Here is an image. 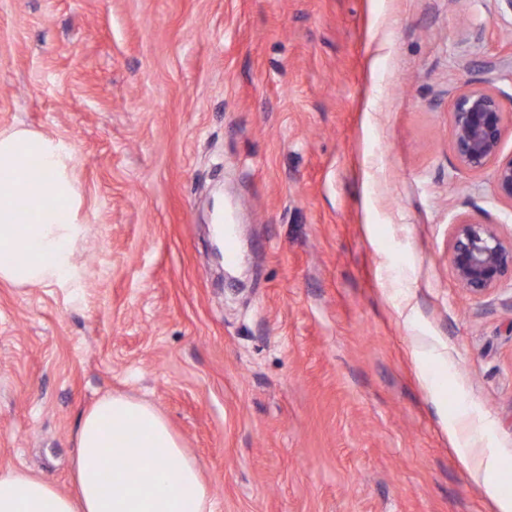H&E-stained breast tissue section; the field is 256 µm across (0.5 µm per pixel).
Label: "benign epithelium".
I'll return each mask as SVG.
<instances>
[{"instance_id":"7a95c632","label":"benign epithelium","mask_w":512,"mask_h":512,"mask_svg":"<svg viewBox=\"0 0 512 512\" xmlns=\"http://www.w3.org/2000/svg\"><path fill=\"white\" fill-rule=\"evenodd\" d=\"M452 125L458 162L474 172L492 168L497 195L512 203V155H500L504 118L498 95L487 88L460 94ZM450 260L458 284L481 297L512 275V240L502 239L490 224L465 218L457 224Z\"/></svg>"}]
</instances>
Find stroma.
Returning a JSON list of instances; mask_svg holds the SVG:
<instances>
[{
  "mask_svg": "<svg viewBox=\"0 0 512 512\" xmlns=\"http://www.w3.org/2000/svg\"><path fill=\"white\" fill-rule=\"evenodd\" d=\"M476 87L511 155L497 0H0V130L72 145L89 228L79 287L0 282V468L70 490L112 392L215 512H501L453 431L512 462V278L472 297L449 263L461 217L512 238L453 152Z\"/></svg>",
  "mask_w": 512,
  "mask_h": 512,
  "instance_id": "1",
  "label": "stroma"
}]
</instances>
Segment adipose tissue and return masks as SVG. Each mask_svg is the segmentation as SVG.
Listing matches in <instances>:
<instances>
[{
  "label": "adipose tissue",
  "instance_id": "ef3b65f1",
  "mask_svg": "<svg viewBox=\"0 0 512 512\" xmlns=\"http://www.w3.org/2000/svg\"><path fill=\"white\" fill-rule=\"evenodd\" d=\"M76 158L63 140L15 127L0 131V280L17 286H74L83 279L75 252L87 225L80 217ZM51 201L40 224L29 211ZM115 473L112 483L104 470ZM71 492L18 467L0 469V512H213L195 459L151 404L106 394L75 433Z\"/></svg>",
  "mask_w": 512,
  "mask_h": 512
}]
</instances>
